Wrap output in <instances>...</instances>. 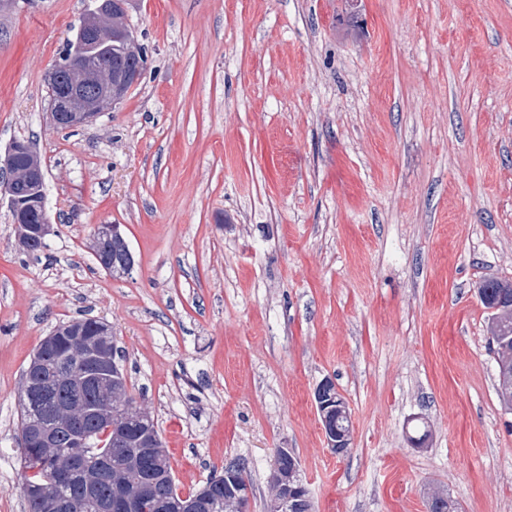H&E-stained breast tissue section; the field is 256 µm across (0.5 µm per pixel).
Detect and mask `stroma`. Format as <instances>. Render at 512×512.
<instances>
[{"instance_id":"obj_1","label":"stroma","mask_w":512,"mask_h":512,"mask_svg":"<svg viewBox=\"0 0 512 512\" xmlns=\"http://www.w3.org/2000/svg\"><path fill=\"white\" fill-rule=\"evenodd\" d=\"M88 7L0 8V154L31 144L53 225L33 257L0 204V512H26L23 371L79 317L111 325L182 494L240 464L265 512L287 448L313 512H426L438 488L512 512L477 297L512 281V0H134L140 80L58 130L48 78ZM100 224L129 275L100 269ZM112 242H119L123 247L120 255L112 253V250H115ZM104 243H110L112 248H105ZM93 247L96 260L106 274L112 276L115 271L119 270L125 275L133 270L135 265L133 255L119 231V225H98L93 236ZM314 401L328 448L336 456H345L352 445L353 427L347 402L329 378L317 385Z\"/></svg>"}]
</instances>
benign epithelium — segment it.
<instances>
[{
  "label": "benign epithelium",
  "instance_id": "1",
  "mask_svg": "<svg viewBox=\"0 0 512 512\" xmlns=\"http://www.w3.org/2000/svg\"><path fill=\"white\" fill-rule=\"evenodd\" d=\"M119 33L130 45L136 44L134 31L128 21V10L116 16L112 0H94L84 25L76 37L70 40L63 55L50 74L52 97V121L56 128H79L93 123L105 112L119 105L126 88L137 83L142 69L117 75L112 72V62L107 55L92 51V47L112 42V34ZM0 168L7 171L11 180L0 184V195L7 198L18 240L24 250L32 251L34 245L47 244L52 232L46 195L45 175L41 162L29 151L24 141L11 143ZM23 180L30 195L17 194L14 181ZM118 242L122 252L112 253L107 244ZM93 251L101 269L108 275L120 271L130 273L134 268L133 255L117 224H100L93 236ZM54 359L67 371L68 380L78 388L95 387L112 379L118 366L111 357L101 353L86 339L85 330L75 322L58 326L48 338L41 352L34 356L31 369ZM314 401L321 420L328 448L337 456L346 455L352 445V418L347 402L335 383L323 379L316 387ZM67 432L70 440L85 444L89 436L77 429L73 422L58 419L42 424L36 430L38 448H54L61 432ZM270 480L280 485V496L272 499L266 512H296L303 500L309 499L298 466L288 470V477L278 472V465H271ZM251 489L234 484L232 490L233 512H249ZM450 498L432 493L427 499V512H453Z\"/></svg>",
  "mask_w": 512,
  "mask_h": 512
}]
</instances>
